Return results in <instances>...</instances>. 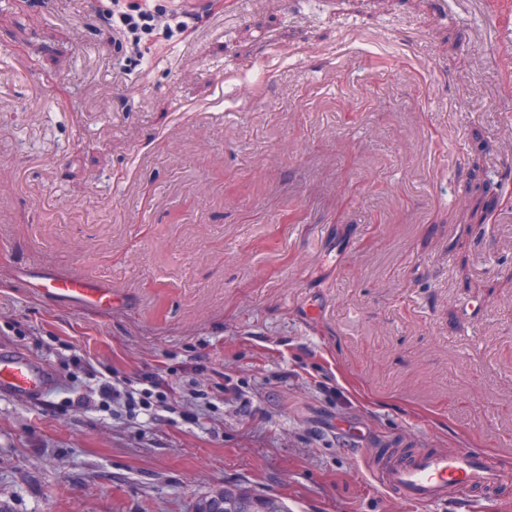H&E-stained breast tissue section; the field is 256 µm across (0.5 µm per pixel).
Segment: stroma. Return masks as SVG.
Returning a JSON list of instances; mask_svg holds the SVG:
<instances>
[{"mask_svg":"<svg viewBox=\"0 0 512 512\" xmlns=\"http://www.w3.org/2000/svg\"><path fill=\"white\" fill-rule=\"evenodd\" d=\"M300 2L209 0L182 31L192 0H151L137 40L100 0H0V348L58 381L0 395V512H197L228 482L406 512L362 459L385 443L512 471V191L461 224L474 142L490 177L512 150V20ZM41 268L110 279L112 309L42 298ZM151 373L176 398L135 417L99 389Z\"/></svg>","mask_w":512,"mask_h":512,"instance_id":"35a3bbf8","label":"stroma"}]
</instances>
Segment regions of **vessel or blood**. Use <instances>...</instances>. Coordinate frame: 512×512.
<instances>
[{
    "mask_svg": "<svg viewBox=\"0 0 512 512\" xmlns=\"http://www.w3.org/2000/svg\"><path fill=\"white\" fill-rule=\"evenodd\" d=\"M30 287L56 302L91 310L112 307L110 281L58 273L31 278ZM51 369L27 353L0 350V392L36 404L55 390ZM392 451L380 448L365 457L366 468L381 489L411 504L441 506L452 501L467 507L474 492H491L512 482V475L486 455L470 448L418 451L405 461L392 460Z\"/></svg>",
    "mask_w": 512,
    "mask_h": 512,
    "instance_id": "b4317fda",
    "label": "vessel or blood"
}]
</instances>
